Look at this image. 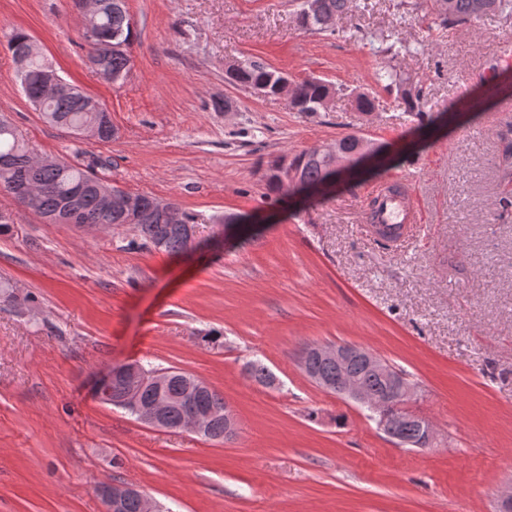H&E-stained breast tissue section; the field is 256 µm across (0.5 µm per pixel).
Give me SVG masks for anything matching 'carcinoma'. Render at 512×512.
<instances>
[{"label": "carcinoma", "mask_w": 512, "mask_h": 512, "mask_svg": "<svg viewBox=\"0 0 512 512\" xmlns=\"http://www.w3.org/2000/svg\"><path fill=\"white\" fill-rule=\"evenodd\" d=\"M352 0H299L297 15L299 23L306 30L317 33L331 34L334 32L336 19L344 14ZM433 12L440 22L448 25H463L473 19L490 13L484 7L486 0H429ZM96 28L100 37L116 40L125 46H130L131 22L126 9V0H112V5H105L95 18ZM106 68L112 74L127 78L131 70V57L124 50L112 54L106 60ZM43 72V58L39 54H31L27 58L26 79L28 88L38 89ZM230 79L238 86L248 90L262 89L267 96L279 93V86L284 74L258 60L246 59L239 67L230 73ZM376 84L384 91H397L405 105L409 116L423 119L424 95L422 88L412 86L403 78L401 71L395 67L384 69L376 74ZM337 88L321 78H309L295 83L293 96L289 99L290 108L306 117L317 116L327 110V102L335 95ZM105 108L99 102H91L79 86L72 87L70 93L50 97L43 101L41 116L52 124L62 120L72 128L82 127L94 119V114L103 112ZM501 151L499 154V173L502 179H512V132L506 131L500 135ZM359 137L345 135L336 140V151L352 159L357 153ZM11 159V166L0 168V190L13 192L14 181L28 170L31 158L24 142L19 138L15 128L7 121L0 123V158ZM288 161V166L300 173V182L293 185V191L305 192L311 187L319 190L329 188L336 171L331 169L334 160L312 147L294 155L283 154L271 160L266 170V180L269 188L278 191L281 188L279 166L282 161ZM92 169L81 164L67 161H57L37 172V178L43 186V191L35 197L27 208L31 209L44 223H52L62 212L67 202L73 203L83 215L84 223L99 224L110 227L114 224L128 223L123 208L105 201L92 188L87 186V180ZM141 203L142 211L136 224L140 239L145 245H153L158 239L163 241L162 251L170 255H178L192 251L196 245L191 244L176 228L159 221L156 214L148 212L154 198L146 194L136 195ZM309 368L315 374L336 381L338 369L336 365L313 358ZM351 372L358 377L365 392L375 398H388L389 386L386 380L372 371L362 360H354L350 364ZM247 375L254 381L265 385L273 373L262 362L256 360L247 364ZM187 388L184 377L173 373L166 381L165 391L173 399L166 409L168 426L176 428L184 420L188 412L198 409L210 412L208 439L224 440V397L215 390L204 387L193 393L189 398H183ZM395 409L387 407V431L391 435H404L409 439L420 436L417 420L403 418L393 420Z\"/></svg>", "instance_id": "cac0c4a2"}]
</instances>
